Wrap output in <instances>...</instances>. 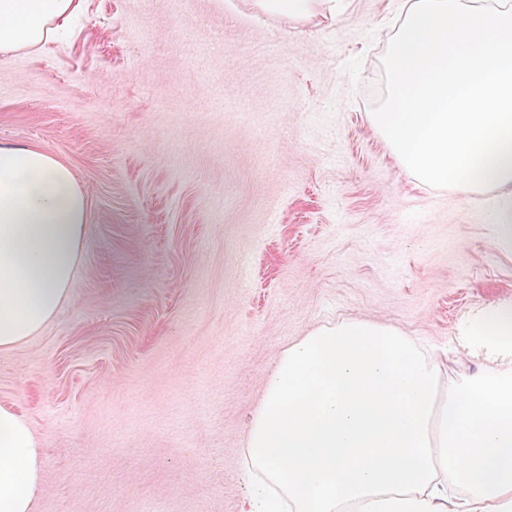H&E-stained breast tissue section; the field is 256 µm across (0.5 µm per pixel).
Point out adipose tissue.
I'll use <instances>...</instances> for the list:
<instances>
[{
	"instance_id": "ef3b65f1",
	"label": "adipose tissue",
	"mask_w": 512,
	"mask_h": 512,
	"mask_svg": "<svg viewBox=\"0 0 512 512\" xmlns=\"http://www.w3.org/2000/svg\"><path fill=\"white\" fill-rule=\"evenodd\" d=\"M81 0H0V56L51 42ZM332 20L336 0H260ZM73 168L0 144V349L66 299L88 222ZM458 350L484 370L442 378L401 329L366 319L290 344L249 425L240 512H512V304L472 315ZM41 444L0 406V512H32Z\"/></svg>"
}]
</instances>
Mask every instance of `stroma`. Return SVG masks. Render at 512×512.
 <instances>
[{
	"label": "stroma",
	"instance_id": "1",
	"mask_svg": "<svg viewBox=\"0 0 512 512\" xmlns=\"http://www.w3.org/2000/svg\"><path fill=\"white\" fill-rule=\"evenodd\" d=\"M403 3L83 0L0 57V143L68 162L89 203L69 298L0 350V406L42 442L33 512H240L288 345L366 318L449 363L512 303V194L419 183L369 121ZM339 0H261L263 9L299 21L334 20Z\"/></svg>",
	"mask_w": 512,
	"mask_h": 512
}]
</instances>
